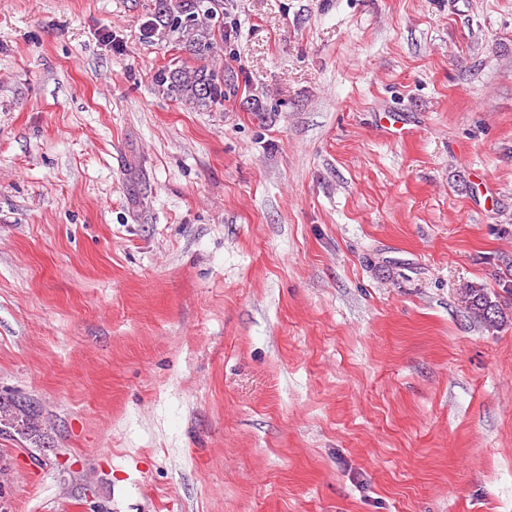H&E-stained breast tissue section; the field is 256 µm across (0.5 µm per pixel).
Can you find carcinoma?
Here are the masks:
<instances>
[{"label": "carcinoma", "instance_id": "cac0c4a2", "mask_svg": "<svg viewBox=\"0 0 512 512\" xmlns=\"http://www.w3.org/2000/svg\"><path fill=\"white\" fill-rule=\"evenodd\" d=\"M141 36L165 43L188 54L192 62L177 57L158 67L152 76L163 96L207 110H224L235 94L224 67L216 57L224 52V0H154ZM467 310L486 326L494 328L504 319L498 300L480 287L466 289ZM15 434L38 443L43 436L39 411L31 402L0 396V435Z\"/></svg>", "mask_w": 512, "mask_h": 512}]
</instances>
